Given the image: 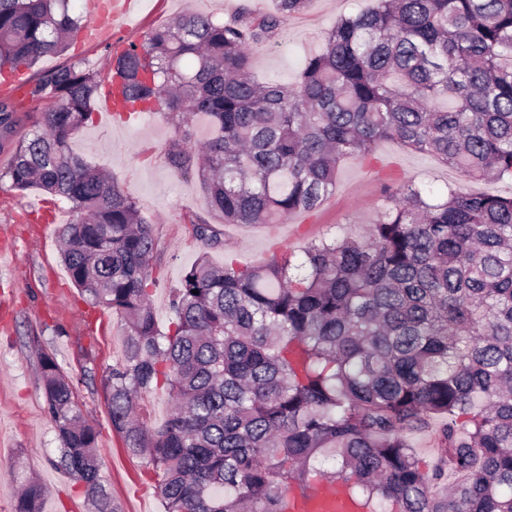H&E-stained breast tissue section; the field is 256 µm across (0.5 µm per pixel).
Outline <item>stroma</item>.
<instances>
[{
	"mask_svg": "<svg viewBox=\"0 0 512 512\" xmlns=\"http://www.w3.org/2000/svg\"><path fill=\"white\" fill-rule=\"evenodd\" d=\"M139 28L125 33L141 41L145 31L189 10H201L228 21L243 12H273L275 0H142ZM370 0H312L310 8L285 19L273 42L253 52L259 79L294 84L305 57L317 51L322 38L343 15L368 7ZM80 61L107 78L109 57L104 47L74 41L64 56H46L23 79L63 61ZM175 129L161 115L145 112L125 121L97 111L76 134L72 149L133 198L155 227L159 240L152 265L157 285L152 303L160 323H167L170 292L183 272L203 251L190 234L196 217L209 215L196 177L169 167L164 152ZM377 165L348 158L342 161L336 191L313 214H296L281 224H221L223 246L208 251L214 264L235 259L251 263L276 252L300 256L308 241L339 233L357 234L378 218L386 190L380 179L388 172L402 180L434 189L460 183L474 193L507 196L512 180L465 181L431 155L383 143ZM66 203L39 190L20 193L0 185V512H14L17 463L33 467L46 489L42 512H88L84 488L51 464L59 443L54 425L43 410L39 372L41 353L55 354L70 376L86 420L98 431L102 473L123 512H163L161 497L149 471L132 459L109 421L102 380L122 357L123 332L111 311L88 305L60 262V220L69 219Z\"/></svg>",
	"mask_w": 512,
	"mask_h": 512,
	"instance_id": "stroma-1",
	"label": "stroma"
}]
</instances>
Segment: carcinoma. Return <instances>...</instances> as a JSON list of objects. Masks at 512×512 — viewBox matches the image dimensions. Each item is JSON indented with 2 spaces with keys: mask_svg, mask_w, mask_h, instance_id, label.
<instances>
[{
  "mask_svg": "<svg viewBox=\"0 0 512 512\" xmlns=\"http://www.w3.org/2000/svg\"><path fill=\"white\" fill-rule=\"evenodd\" d=\"M311 0L221 22L188 11L110 57L121 108L157 112L166 155L196 176L225 224L315 211L339 164L392 142L470 180L512 178V0H375L323 35L292 85L261 82L252 51ZM83 26L72 0H0V78L61 55ZM46 103L0 97V183L69 205L62 261L123 326L103 379L112 430L157 480L164 512H287V494L326 485L361 512H512V196L401 182L358 236L217 266L202 245L159 324L154 225L70 140L92 118L97 71L66 62L27 81ZM204 117L211 135L195 140ZM54 464L90 512H123L105 485L96 429L52 354L40 358ZM165 389L167 419L139 398ZM431 429L428 463L410 441ZM45 489L20 482L15 512Z\"/></svg>",
  "mask_w": 512,
  "mask_h": 512,
  "instance_id": "cac0c4a2",
  "label": "carcinoma"
}]
</instances>
